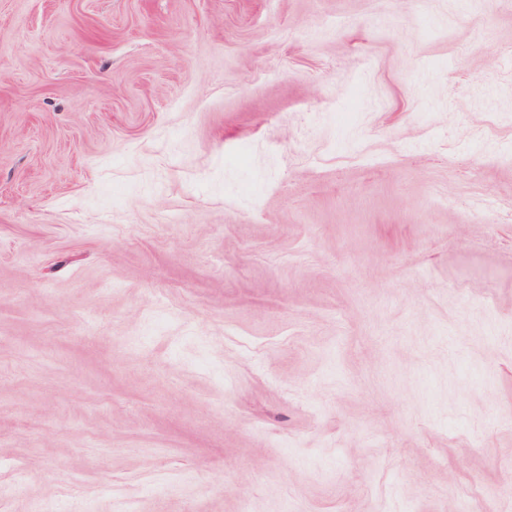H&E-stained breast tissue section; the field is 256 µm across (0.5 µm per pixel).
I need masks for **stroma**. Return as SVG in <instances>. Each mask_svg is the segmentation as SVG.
Here are the masks:
<instances>
[{"mask_svg": "<svg viewBox=\"0 0 512 512\" xmlns=\"http://www.w3.org/2000/svg\"><path fill=\"white\" fill-rule=\"evenodd\" d=\"M512 512V0H0V512Z\"/></svg>", "mask_w": 512, "mask_h": 512, "instance_id": "stroma-1", "label": "stroma"}]
</instances>
